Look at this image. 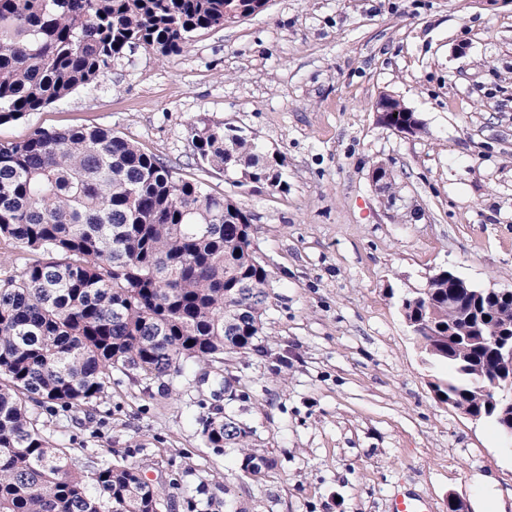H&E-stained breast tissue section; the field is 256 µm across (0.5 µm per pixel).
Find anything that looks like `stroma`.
I'll use <instances>...</instances> for the list:
<instances>
[{
	"label": "stroma",
	"mask_w": 512,
	"mask_h": 512,
	"mask_svg": "<svg viewBox=\"0 0 512 512\" xmlns=\"http://www.w3.org/2000/svg\"><path fill=\"white\" fill-rule=\"evenodd\" d=\"M424 134L382 125L381 94ZM257 132L283 156L287 192L238 185L196 166L189 127ZM111 130L232 197L254 216L275 276L262 353L229 354L228 387L189 374L113 383L96 422L50 417L82 469L140 465L172 512L199 483L223 512H389L412 492L434 512H512V449L434 393L400 307L448 269L512 289V0H269L236 24L196 32L184 51L136 49L98 82L0 125V142L37 127ZM382 163L391 193L370 173ZM221 406L277 460L249 478L214 452L196 416Z\"/></svg>",
	"instance_id": "stroma-1"
}]
</instances>
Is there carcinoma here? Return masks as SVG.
Segmentation results:
<instances>
[{"instance_id": "obj_1", "label": "carcinoma", "mask_w": 512, "mask_h": 512, "mask_svg": "<svg viewBox=\"0 0 512 512\" xmlns=\"http://www.w3.org/2000/svg\"><path fill=\"white\" fill-rule=\"evenodd\" d=\"M268 0H0V125L104 76L134 48L178 54L192 34L266 9ZM396 126L416 116L389 94L377 112ZM196 165L286 191L283 158L256 132L221 122L190 128ZM253 216L185 179L137 144L96 127L36 129L0 143V242L20 266L0 272V512H164L139 468L102 460L75 469L32 405L87 413L112 375L151 383L226 354L260 351L274 288L254 249ZM430 362L447 368L437 394L482 411L448 345V270L427 295L404 298ZM493 324L512 304L475 298ZM204 445L237 449L256 476L275 458L220 412L199 418Z\"/></svg>"}]
</instances>
